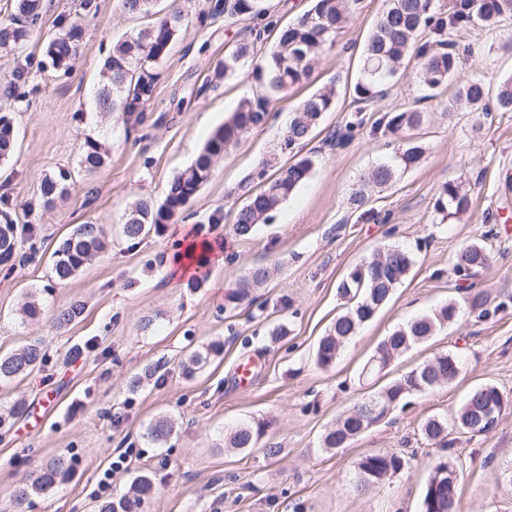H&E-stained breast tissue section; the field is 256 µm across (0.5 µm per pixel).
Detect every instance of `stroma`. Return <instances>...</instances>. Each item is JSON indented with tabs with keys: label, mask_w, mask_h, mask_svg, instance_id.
<instances>
[{
	"label": "stroma",
	"mask_w": 512,
	"mask_h": 512,
	"mask_svg": "<svg viewBox=\"0 0 512 512\" xmlns=\"http://www.w3.org/2000/svg\"><path fill=\"white\" fill-rule=\"evenodd\" d=\"M160 6L184 11L190 23L162 63L140 123L94 107L113 42L147 24L122 12L119 0H42L26 48L0 54V113L13 114L18 134L13 155L0 163V205L35 225L42 245L36 261L0 266V355L32 339L41 340L48 354L32 375L0 386V413L20 400L29 408L0 439V512H11L12 488L56 456L72 459L71 473L51 495L34 498L28 512H90L98 499L97 475L120 448L133 449V461L110 496L124 495L139 471H148L156 490L145 512H421L425 484L441 456L457 470L460 512H512V190L504 182L512 173V112L493 113L477 131L467 108L445 112L454 87L422 102L428 119L413 135L426 147L423 160L372 197L388 223L350 220L346 201L360 175L398 148L366 127L346 143L336 142L354 111L349 90L359 76L361 52L385 7L384 0H359L309 79L275 100L268 121L214 162L175 221L162 233L130 242L121 226L132 204L162 201L174 177L239 103L260 92L243 72L214 79L225 53L251 41L252 21L198 23L205 0H161ZM71 22L80 24L82 37L68 69L59 71L49 65L44 47L61 24ZM453 39L461 58L458 79L481 74L495 88L512 77V19L495 30L459 29ZM18 67L23 80L7 82ZM330 88L335 105L304 148L315 161L310 177L270 223L250 237L237 236L234 214L246 191L259 186V161L275 155L288 162L280 144L292 110ZM89 138L107 142L110 156L88 175L78 160ZM61 167L73 173L68 190L53 206H43L41 182ZM450 181L463 183L470 209L461 220L439 224L433 205ZM219 212L224 221L217 224ZM85 223L105 226L107 250L70 281L52 284L54 250ZM182 224L198 238L224 243L223 267L207 266L198 288L170 278L165 269ZM479 239L490 246L492 261L473 278V289L489 293L494 312L484 319L467 316L413 345L380 381L399 378L441 352L461 356L459 376L409 396L346 447L322 448L326 430L370 390L359 374L377 343L448 299L464 300L452 272L455 253ZM388 244L414 248L415 267L336 362L319 367L315 349L340 310V280ZM255 265L270 269L268 281L253 303L230 304L228 292ZM31 293L45 314L25 322L18 309ZM75 300L85 305L82 317L56 328L53 312ZM280 325L285 335H275ZM212 344L219 353L185 374L181 361ZM248 356L256 371L242 389L234 368ZM150 367L154 377L130 390V380ZM487 383L509 401L491 433L454 431L444 448L424 438L425 419L454 416ZM160 417L175 420L177 428L158 445L147 429ZM249 421L265 426L261 448H226L225 434ZM268 446L277 447L278 455L265 456ZM374 451L401 453L409 464L358 489L355 466Z\"/></svg>",
	"instance_id": "35a3bbf8"
}]
</instances>
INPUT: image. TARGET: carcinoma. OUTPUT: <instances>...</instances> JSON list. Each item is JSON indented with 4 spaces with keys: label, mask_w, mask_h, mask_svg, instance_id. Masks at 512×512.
I'll use <instances>...</instances> for the list:
<instances>
[{
    "label": "carcinoma",
    "mask_w": 512,
    "mask_h": 512,
    "mask_svg": "<svg viewBox=\"0 0 512 512\" xmlns=\"http://www.w3.org/2000/svg\"><path fill=\"white\" fill-rule=\"evenodd\" d=\"M357 3L358 0H313L307 12L280 28L277 22L267 17L268 9L262 0H208L207 10L200 16L202 21L219 17L263 20L266 26L256 34L257 41L265 32H277L274 44L262 56H254L250 44H238L224 56V65L214 75L216 79L227 78L249 60L247 77L262 88V93L239 103L224 125L209 138L194 162L173 179L162 201L139 200L131 207L122 225L126 239L135 241L151 232L161 233L164 225L188 205L207 181L214 160L236 144L248 130L265 124L273 97L287 93L288 89L309 78L313 63L326 48L332 46L336 34L351 19ZM121 5L128 14L154 16L156 20L112 45V54L103 64L106 83L96 96V104L103 113L121 112L127 117L134 115L140 121L144 117V104L153 96L160 75L159 67L186 19L180 13L158 16L153 0H121ZM16 9L17 14L11 22L0 25L1 50L17 51L26 44L31 27L41 13V3L40 0H17ZM507 18H512V0H455L451 9L440 0H385V9L364 45L360 75L352 88L356 112L366 111L385 96L386 86L408 58L416 62L415 81L427 91L423 99L435 98L459 68L460 58L452 39L453 32L477 23L495 26ZM81 36L80 25L72 22L49 40L46 55L53 68L68 67ZM487 94L484 79L472 76L460 83L458 100L465 102L472 111L486 116L490 112ZM333 105L334 92H316L292 111L280 150L291 155L293 161L271 176L267 175L269 162L261 164L258 178L262 185L247 196L234 216L233 227L238 236L248 237L256 225L268 223L283 202L309 178L314 161L311 155L302 153V147ZM495 110L512 112V78L500 84ZM425 121L426 111L413 107L386 112L373 122L374 134L399 139L402 147L390 161L370 168L352 189L347 207L356 216V222L383 221L380 212L369 206L372 192L391 185L400 171L422 161L425 147L410 137L409 132L421 127ZM15 147L12 117L1 113V163L9 160ZM107 159L108 149L96 139L88 138L80 147L79 167L87 174L102 168ZM70 180L72 172L65 168L45 177L40 185L43 204L59 198ZM469 203V197L461 186L449 182L443 185L436 198L434 212L444 224L465 212ZM34 238L33 225L21 224L10 212L1 210L0 266L12 265L19 257L35 258L37 247ZM104 247L102 225H77L53 252L52 278L59 283L68 281ZM489 261L490 254L484 245L471 242L461 246L456 251L453 265L457 288H463L464 282L486 267ZM414 265L415 256L410 249L387 245L372 257L355 264L345 274L338 284L344 307L318 342L316 362L319 366L328 367L336 361L343 346L386 305ZM268 277L269 272L263 266L249 268L228 293V302L238 304L250 299L253 291L262 287ZM487 305V295L472 294L463 306L450 301L440 309L424 313L395 329L377 344L374 355L378 361L374 362L364 379L379 378L384 369L413 344L435 335L440 328L465 314L476 313L480 318L488 316ZM83 311L82 302L71 303L55 314L56 326L67 327L79 319ZM46 357V351L38 340L0 355V384H9L31 375L40 369ZM459 371L460 361L456 355L446 352L433 356L341 413L334 427L324 433L321 447L329 450L345 447L381 422L407 396L449 384ZM502 397L503 393L497 386L485 384L470 394L453 422L431 416L423 422L422 434L428 440L443 443L450 429L464 434L482 432L487 427L489 400ZM173 431V423L160 418L150 426L149 435L153 441L162 442ZM263 434L260 422L242 424L225 439L224 445L250 451L258 446ZM406 464L405 457L396 452L369 453L357 464L360 486L368 487L397 474ZM70 471L71 462L64 457L48 461L33 480L14 487L10 495L13 512H27L33 498L53 493ZM153 495L154 480L150 473L142 472L135 478L132 496L97 502L93 505V512H138ZM457 505L456 471L448 461L441 459L434 466L426 485L422 512H457Z\"/></svg>",
    "instance_id": "cac0c4a2"
}]
</instances>
